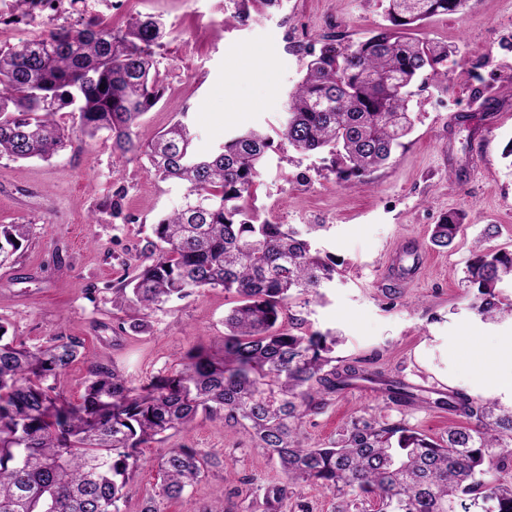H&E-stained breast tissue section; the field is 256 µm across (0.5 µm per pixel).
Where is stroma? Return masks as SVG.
Returning a JSON list of instances; mask_svg holds the SVG:
<instances>
[{
    "mask_svg": "<svg viewBox=\"0 0 512 512\" xmlns=\"http://www.w3.org/2000/svg\"><path fill=\"white\" fill-rule=\"evenodd\" d=\"M228 0H95V15L118 29L132 17L152 15L166 26L157 57L165 77L161 101L143 121L147 131L186 118L199 151L223 144L229 133L273 126L287 109L288 93L306 62L304 43L332 34L355 43L385 21L381 0H282L279 9L251 11L246 24L225 23ZM419 38L459 48L448 60V91L415 84L410 135L369 184L337 182L320 156H302L288 145L269 154L254 187L253 212L309 230L339 273L319 299L291 302L284 325L341 336L337 357L359 361L413 386L425 398L448 391L512 407V388L475 385L455 350L472 339L489 344L512 336V319L482 320L471 308L474 288L466 264L487 226L497 228L498 248L512 250V0H476L461 14L439 15ZM261 57L257 74L242 77L240 51ZM122 191V214L110 203ZM185 187L160 180L145 161L113 152L104 137L85 138L51 160L0 158V225L28 224L32 233L0 264V318L16 342L35 345L65 333L84 347L58 378L70 401L80 400L91 361L114 365L134 383L178 370L186 351L201 344L224 348V317L232 295L209 289L152 314L149 332L115 335L112 290L132 276L138 253L152 240L159 216L181 207ZM461 210L463 228L451 249L428 244L431 229L448 210ZM414 249L415 279L393 269L400 247ZM371 412L403 417L438 438L456 422L435 406L399 413L374 385L339 395L302 433L308 443L335 437L350 417ZM197 448L212 461L185 501L162 500L160 512H247L240 487L259 491L279 471L254 450L242 429L220 419L198 418L167 444L142 448L140 468L123 512H141L159 487L157 459L164 448ZM235 472L224 478L225 468Z\"/></svg>",
    "mask_w": 512,
    "mask_h": 512,
    "instance_id": "obj_1",
    "label": "stroma"
}]
</instances>
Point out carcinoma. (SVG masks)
<instances>
[{"instance_id":"1","label":"carcinoma","mask_w":512,"mask_h":512,"mask_svg":"<svg viewBox=\"0 0 512 512\" xmlns=\"http://www.w3.org/2000/svg\"><path fill=\"white\" fill-rule=\"evenodd\" d=\"M224 22L244 23L250 7L281 0H231ZM385 23L342 46L332 35L304 47L309 57L288 95L274 134L237 132L207 154L178 119L144 139L143 116L162 99L157 67L165 25L152 16L113 30L91 18L58 26L34 42L0 48V157L48 160L73 134L104 135L112 150L145 159L164 180L187 190L184 205L157 221L147 242L151 262L112 291L128 320L118 329H150L152 313L200 291L235 297L224 317V354L188 350L182 368L133 385L106 363L90 366L81 399L56 390L82 342L60 332L43 344L4 341L0 322V512H123L139 450L189 429L202 415L247 433L278 465L282 479L263 488L262 512H288L295 488L313 485L340 499L337 512H512V408L461 391L437 400L466 424L433 438L405 418L352 417L324 445L300 438L308 417L359 381L379 384L400 410L423 402L411 387L360 362L332 356L339 337L295 335L280 319L299 295H320L336 263L286 224L254 223L252 191L275 141L299 154L328 153L327 170L343 183H367L413 127L410 87L423 75L448 91V57L458 49L412 36L427 19L470 8L471 0H386ZM72 107V125L57 114ZM463 215L449 211L430 245L451 247ZM27 224L0 230L5 245L29 236ZM466 266L477 288L472 309L485 321L512 316L498 288L512 281V253L485 242ZM211 461L194 448L158 458V496L178 500Z\"/></svg>"}]
</instances>
